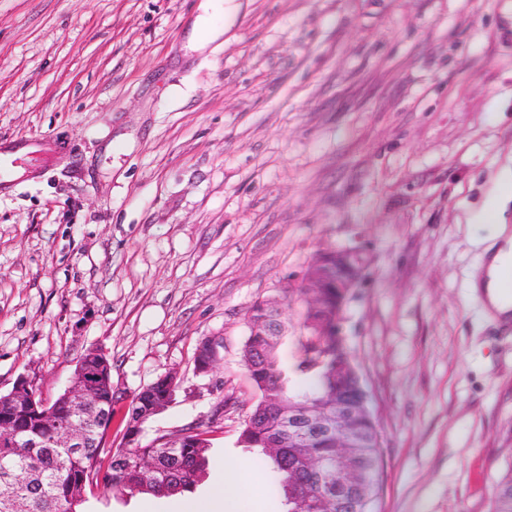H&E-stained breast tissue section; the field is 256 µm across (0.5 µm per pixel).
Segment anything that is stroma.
Listing matches in <instances>:
<instances>
[{
  "label": "stroma",
  "mask_w": 512,
  "mask_h": 512,
  "mask_svg": "<svg viewBox=\"0 0 512 512\" xmlns=\"http://www.w3.org/2000/svg\"><path fill=\"white\" fill-rule=\"evenodd\" d=\"M0 0V139L37 137L0 196V393L53 403L102 347L114 417L169 373L143 442L208 431L184 495L92 489L84 512H284L238 442L258 393L247 313L313 255L370 264L346 328L383 462L375 512H493L512 473V331L472 286L512 179V0ZM213 371L195 370L202 339ZM223 431L209 432L216 407ZM218 343L204 339L195 355V368L200 373L209 372L217 361ZM244 471L237 466L236 460H224V483L214 491L215 498L220 502L221 510L212 512H237L238 489Z\"/></svg>",
  "instance_id": "stroma-1"
}]
</instances>
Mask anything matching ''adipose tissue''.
Masks as SVG:
<instances>
[{"instance_id": "adipose-tissue-1", "label": "adipose tissue", "mask_w": 512, "mask_h": 512, "mask_svg": "<svg viewBox=\"0 0 512 512\" xmlns=\"http://www.w3.org/2000/svg\"><path fill=\"white\" fill-rule=\"evenodd\" d=\"M491 226L490 254L482 270L481 286L486 303L500 319L512 318V299L500 287L502 268L512 263V227L505 224L501 208H493L487 218Z\"/></svg>"}]
</instances>
